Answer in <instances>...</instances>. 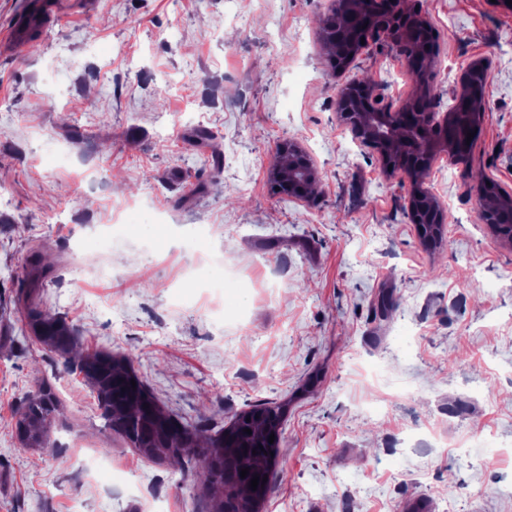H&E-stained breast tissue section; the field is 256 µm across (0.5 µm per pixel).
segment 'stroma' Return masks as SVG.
Wrapping results in <instances>:
<instances>
[{"instance_id":"1","label":"stroma","mask_w":512,"mask_h":512,"mask_svg":"<svg viewBox=\"0 0 512 512\" xmlns=\"http://www.w3.org/2000/svg\"><path fill=\"white\" fill-rule=\"evenodd\" d=\"M22 2L0 0V512L210 501L197 465L104 427L78 369L99 353L133 357L167 413L212 428L285 405L288 476L262 512H404L413 496L512 512V245L467 193L478 169L512 190V8L422 0L439 111L470 62L492 63L469 165L441 156L422 179L447 212L433 250L409 180L336 111L355 74L402 102L407 68L384 38L335 72L329 0H53L35 57L10 42ZM286 139L320 177L305 202L270 189ZM36 248L54 263L39 308L70 330L63 349L16 302ZM47 389L60 414L30 447L15 422Z\"/></svg>"}]
</instances>
